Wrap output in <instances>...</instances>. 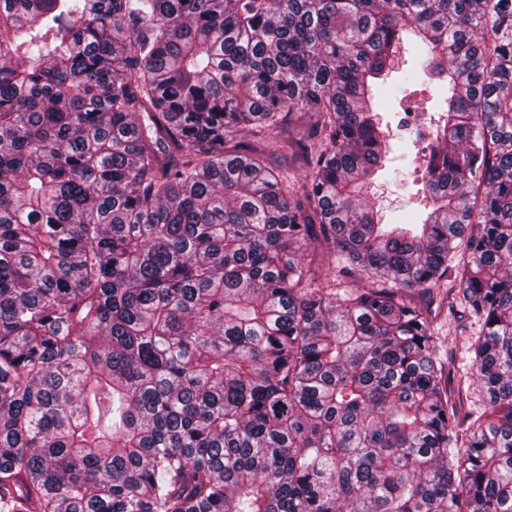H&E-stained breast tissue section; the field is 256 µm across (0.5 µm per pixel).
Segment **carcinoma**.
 Listing matches in <instances>:
<instances>
[{
  "label": "carcinoma",
  "mask_w": 512,
  "mask_h": 512,
  "mask_svg": "<svg viewBox=\"0 0 512 512\" xmlns=\"http://www.w3.org/2000/svg\"><path fill=\"white\" fill-rule=\"evenodd\" d=\"M409 38L415 229L369 195ZM0 512H512V0H0ZM435 330L438 352L448 360V366L462 374L471 365L469 347L482 334V321L462 309L441 310L436 317ZM459 368V369H458Z\"/></svg>",
  "instance_id": "obj_1"
}]
</instances>
